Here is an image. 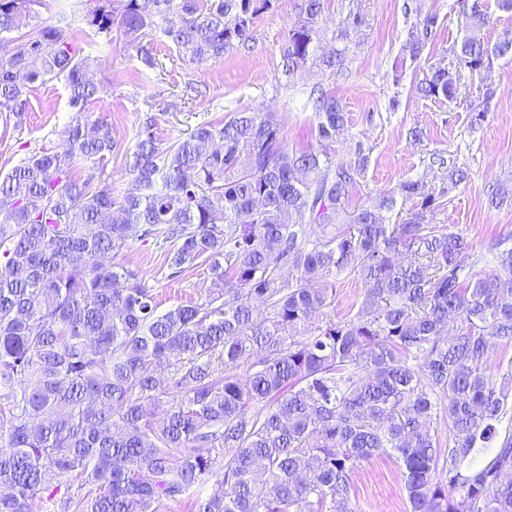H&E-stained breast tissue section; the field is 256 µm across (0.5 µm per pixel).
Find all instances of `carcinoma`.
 <instances>
[{
  "label": "carcinoma",
  "instance_id": "1",
  "mask_svg": "<svg viewBox=\"0 0 512 512\" xmlns=\"http://www.w3.org/2000/svg\"><path fill=\"white\" fill-rule=\"evenodd\" d=\"M34 2L0 0V40ZM275 2L125 0L120 17L103 9L89 24L133 36L162 20L202 64L249 46ZM327 9L305 0L280 47L282 76L348 68L368 15L356 3L330 32ZM465 17L449 61L417 81L420 98L451 103L462 77L512 60L511 36L482 37L480 5ZM437 25L419 17L410 59ZM61 75L74 109L100 92L64 28L13 40L0 112L22 120L27 84ZM312 95L314 137L328 147L348 116L335 94ZM155 126L147 118L125 155L131 183L118 198L72 177L76 160L102 168L112 154L104 121L70 126L63 150L0 177V512H169L184 500L192 512H351L353 473L381 454L399 463L410 512H512V434L501 430L512 357L488 364L492 347L512 345V247L492 241L497 269L478 275L461 262L472 240L433 223L468 173L448 168L438 190L405 180L351 212L361 147L349 165L290 149L270 112H233L163 151ZM399 198L411 207L393 224ZM490 201H512V178ZM157 234L174 245L168 277L205 267L219 284L205 300L159 314L151 289L112 263ZM342 274L363 291L338 317Z\"/></svg>",
  "mask_w": 512,
  "mask_h": 512
}]
</instances>
